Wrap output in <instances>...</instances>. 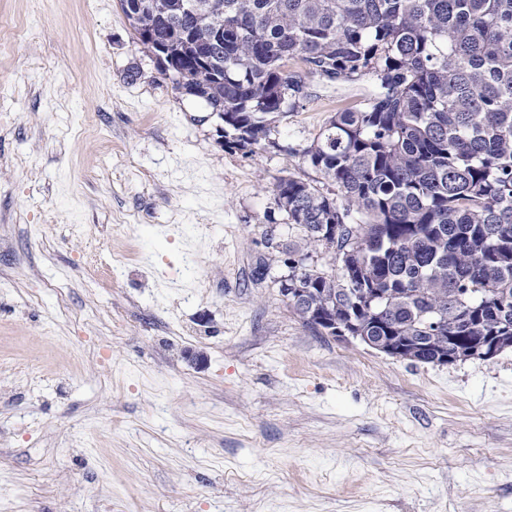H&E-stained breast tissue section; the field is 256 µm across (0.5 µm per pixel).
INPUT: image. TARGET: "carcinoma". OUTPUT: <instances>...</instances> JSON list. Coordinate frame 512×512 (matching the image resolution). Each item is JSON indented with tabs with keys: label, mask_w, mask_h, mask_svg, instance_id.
<instances>
[{
	"label": "carcinoma",
	"mask_w": 512,
	"mask_h": 512,
	"mask_svg": "<svg viewBox=\"0 0 512 512\" xmlns=\"http://www.w3.org/2000/svg\"><path fill=\"white\" fill-rule=\"evenodd\" d=\"M147 0L166 20L224 21V43H172L182 80L224 102V146L252 149L308 97L299 60L328 82L372 81L363 104L335 113L303 151L337 189L284 177L279 206L306 247L335 248L336 272L305 264L301 314L316 329L353 319L373 341L406 340L419 362L462 361L493 337L512 347V0ZM134 42L136 0H120ZM207 53L210 69L196 66ZM336 225V241L321 228ZM463 310L454 339L427 345L431 314Z\"/></svg>",
	"instance_id": "obj_1"
}]
</instances>
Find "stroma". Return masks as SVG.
I'll list each match as a JSON object with an SVG mask.
<instances>
[{
    "label": "stroma",
    "instance_id": "35a3bbf8",
    "mask_svg": "<svg viewBox=\"0 0 512 512\" xmlns=\"http://www.w3.org/2000/svg\"><path fill=\"white\" fill-rule=\"evenodd\" d=\"M369 87L230 149L119 0H0V512H512V348L395 358L279 292L275 184Z\"/></svg>",
    "mask_w": 512,
    "mask_h": 512
}]
</instances>
